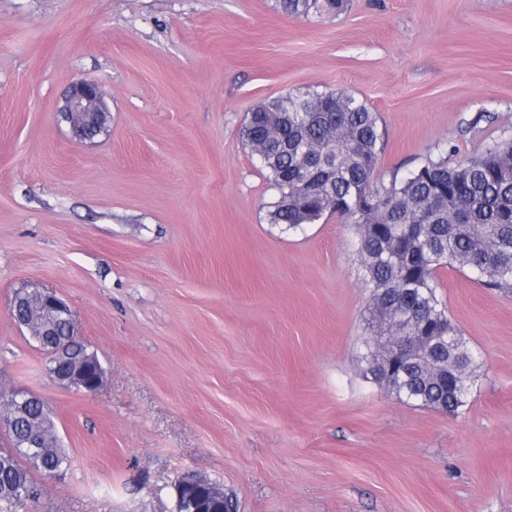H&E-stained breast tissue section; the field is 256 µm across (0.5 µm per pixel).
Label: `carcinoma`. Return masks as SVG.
I'll list each match as a JSON object with an SVG mask.
<instances>
[{
	"label": "carcinoma",
	"mask_w": 512,
	"mask_h": 512,
	"mask_svg": "<svg viewBox=\"0 0 512 512\" xmlns=\"http://www.w3.org/2000/svg\"><path fill=\"white\" fill-rule=\"evenodd\" d=\"M289 15L332 17L347 0H277ZM252 153L262 152L277 198L269 217L285 231L336 215L354 224L363 279L372 292L365 337V375L380 383L376 337L454 336L439 347L442 366L409 358L392 382L400 399L456 414L474 383L475 357L439 301L438 274L467 270L488 288H512V141L454 166L431 161L389 188L377 185L385 145L379 115L354 94L297 91L257 105L242 131ZM304 142L311 159L291 151ZM290 150H285V147ZM11 422L13 452L0 454V512H19L39 498L33 475L61 478L71 466L58 446L44 402L22 412L0 393V418Z\"/></svg>",
	"instance_id": "obj_1"
}]
</instances>
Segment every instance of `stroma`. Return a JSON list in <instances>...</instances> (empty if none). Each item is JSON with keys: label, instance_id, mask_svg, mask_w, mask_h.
<instances>
[{"label": "stroma", "instance_id": "35a3bbf8", "mask_svg": "<svg viewBox=\"0 0 512 512\" xmlns=\"http://www.w3.org/2000/svg\"><path fill=\"white\" fill-rule=\"evenodd\" d=\"M104 134L76 142L70 84ZM344 89L378 113V182L512 139V0H0V390L39 396L72 466L25 512H512V289L444 270L477 359L450 415L362 374L352 225L282 232L242 130L260 103ZM36 284L73 310L104 385L58 383L11 316ZM279 7L289 15L332 17L344 12L347 0H277ZM64 112L79 141L92 139L102 132L110 117L101 85L91 79H79L70 86ZM196 480L186 479L177 489L178 512H205L198 507L199 489L195 487Z\"/></svg>", "mask_w": 512, "mask_h": 512}]
</instances>
